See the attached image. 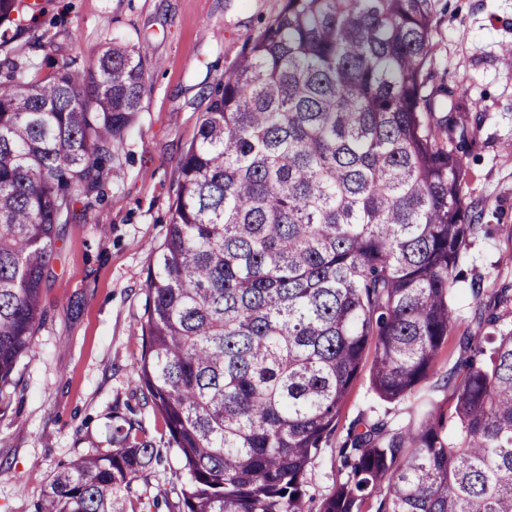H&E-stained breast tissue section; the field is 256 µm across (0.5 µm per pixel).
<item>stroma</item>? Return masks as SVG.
I'll list each match as a JSON object with an SVG mask.
<instances>
[{
  "label": "stroma",
  "mask_w": 512,
  "mask_h": 512,
  "mask_svg": "<svg viewBox=\"0 0 512 512\" xmlns=\"http://www.w3.org/2000/svg\"><path fill=\"white\" fill-rule=\"evenodd\" d=\"M446 3L428 68L433 83L463 92L470 109L465 193L490 229L466 257L485 294L456 300L461 327L474 328L494 306L496 289L512 288V66L500 57L512 44V0ZM44 7L12 44V57L46 74L69 61L90 65L118 41L143 57L150 91L105 199L84 221L59 227L33 352L0 402V462L11 467L0 479V512H33L59 465L108 448L113 425L131 412L162 457L133 483L131 498L154 496L155 512H182L186 474L138 383L143 284L166 235L177 163L208 94L281 0H45ZM384 412L396 423L408 419L403 405L380 402L360 376L343 422ZM343 476L336 445L328 443L308 474L309 512H319Z\"/></svg>",
  "instance_id": "35a3bbf8"
}]
</instances>
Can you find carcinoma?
<instances>
[{"mask_svg": "<svg viewBox=\"0 0 512 512\" xmlns=\"http://www.w3.org/2000/svg\"><path fill=\"white\" fill-rule=\"evenodd\" d=\"M441 0H282L224 71L178 161L144 290L141 390L187 472L182 512H305L307 473L371 359L395 424L360 415L320 512H512V289L462 333L445 403L438 358L482 278L468 131L427 63ZM36 19L0 0V388L32 351L60 224L105 197L147 70L110 44L41 77L9 47ZM446 111L448 117H437ZM141 425L62 464L34 512H129L159 462Z\"/></svg>", "mask_w": 512, "mask_h": 512, "instance_id": "1", "label": "carcinoma"}]
</instances>
